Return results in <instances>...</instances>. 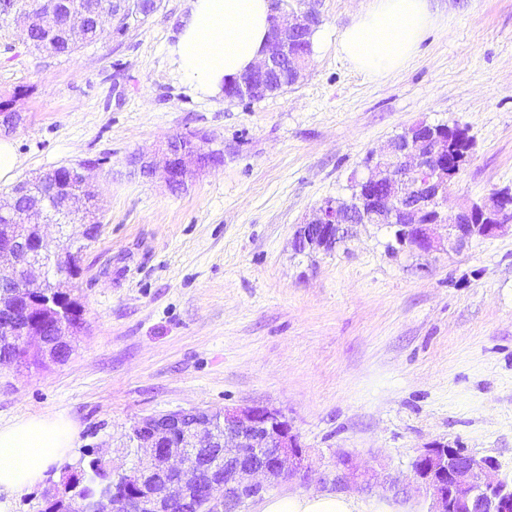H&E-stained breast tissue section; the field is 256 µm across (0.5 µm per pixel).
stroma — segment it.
<instances>
[{
  "label": "stroma",
  "instance_id": "stroma-1",
  "mask_svg": "<svg viewBox=\"0 0 512 512\" xmlns=\"http://www.w3.org/2000/svg\"><path fill=\"white\" fill-rule=\"evenodd\" d=\"M289 2L322 19L307 75L252 103L182 80L170 47L189 0H161L124 36L68 57L0 20V101L26 116L9 136L13 181L86 163L103 206L79 262L75 350L0 368V425L64 415L72 460L100 448L127 470L135 418L268 405L310 463L274 493L315 488L347 453L409 486L360 491L365 502L426 512L411 465L432 442L494 457L512 480V229L424 256L393 249L383 224L351 225L330 252H297L295 237L324 199L350 197L370 151L420 122L474 141L448 212L512 188V0H430L435 29L385 76L337 49L359 0ZM190 132L222 158L186 191L131 174L132 153Z\"/></svg>",
  "mask_w": 512,
  "mask_h": 512
}]
</instances>
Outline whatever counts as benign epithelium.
<instances>
[{"mask_svg": "<svg viewBox=\"0 0 512 512\" xmlns=\"http://www.w3.org/2000/svg\"><path fill=\"white\" fill-rule=\"evenodd\" d=\"M270 31L268 57L247 78L234 83L229 97L250 99L258 87L273 90L285 84L293 87L304 78L306 62L312 52L310 36L322 23L319 12L309 7L292 13L284 22L286 9L275 8ZM134 15L133 0H112L108 7L75 10L64 0H32L21 15L27 29L45 33L43 47L53 49V37L64 30L66 37L80 42L86 37L85 22L111 34H123L125 20ZM452 146L449 131L439 125L420 123L394 136L384 154L368 156L367 175L359 180L352 201L341 206L326 199L315 209L313 217L298 230L297 247L304 250L331 251L336 240L345 237L351 224H388L396 228L398 244L411 253L426 254L438 246L437 227L448 228L447 245L460 251L475 237H494L512 224V192L494 190L478 202H472L454 215L442 210L441 199L460 173L463 162L448 167ZM165 184L180 191L192 181L195 171L220 161L198 144L175 146L170 138L161 149ZM157 156L144 152L132 154L128 165L151 177L156 172ZM47 170L33 180L15 186L13 196L0 200V215L22 227L19 233L0 240V265L13 268L14 274L0 277V288L10 290L13 306L3 329L20 337L15 351L0 356V364L12 366L34 360H55L63 350L73 347L81 329L60 318L46 334L43 315H28L50 302L39 296L56 269L61 248L73 251L83 246L84 238L66 228L76 226L78 207L69 200H47L41 196L21 208L15 197L30 193L34 186L44 187L51 181ZM58 228V244L50 249L42 228ZM75 277L65 274L54 278L57 296L72 298ZM222 422L214 412L189 408L146 415L132 424L131 435L136 451L145 452L140 461L136 487L127 496L112 494V512H199L202 504L210 512H236L243 503L262 496L267 488L285 475H297L307 469L306 453L298 433L280 410L253 405L224 408ZM202 448H215L224 468L203 471L197 465ZM500 464L492 456L476 457L444 442H436L420 452L412 463L416 482L432 500L430 512H512V484L495 477ZM340 491L365 484L369 478L342 455L336 468L321 477Z\"/></svg>", "mask_w": 512, "mask_h": 512, "instance_id": "benign-epithelium-1", "label": "benign epithelium"}]
</instances>
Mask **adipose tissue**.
Here are the masks:
<instances>
[{
    "label": "adipose tissue",
    "instance_id": "adipose-tissue-1",
    "mask_svg": "<svg viewBox=\"0 0 512 512\" xmlns=\"http://www.w3.org/2000/svg\"><path fill=\"white\" fill-rule=\"evenodd\" d=\"M271 0H190L188 16L171 47L183 79L200 94L258 66L268 54ZM434 24L428 0H369L338 37L357 68L385 75L417 50ZM77 429L60 416L36 415L0 426V496L38 482L73 448ZM256 512H366L355 495L312 489L264 497Z\"/></svg>",
    "mask_w": 512,
    "mask_h": 512
}]
</instances>
